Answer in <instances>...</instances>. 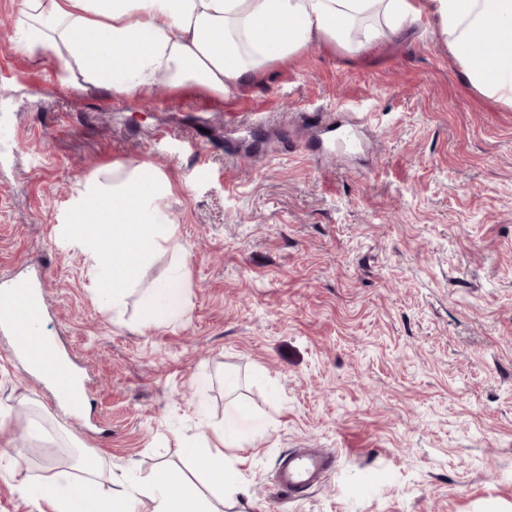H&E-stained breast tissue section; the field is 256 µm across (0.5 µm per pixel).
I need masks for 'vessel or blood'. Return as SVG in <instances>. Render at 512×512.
I'll return each instance as SVG.
<instances>
[{"label": "vessel or blood", "mask_w": 512, "mask_h": 512, "mask_svg": "<svg viewBox=\"0 0 512 512\" xmlns=\"http://www.w3.org/2000/svg\"><path fill=\"white\" fill-rule=\"evenodd\" d=\"M39 299L31 281H7L0 288V333L13 336L17 353L49 382L54 403L65 405L76 415L83 407V390L74 365L31 322L33 305ZM333 462L332 452L318 448H303L288 455L277 469L280 494L296 497L319 484L331 472Z\"/></svg>", "instance_id": "vessel-or-blood-1"}]
</instances>
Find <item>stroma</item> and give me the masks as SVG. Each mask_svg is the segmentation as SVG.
Listing matches in <instances>:
<instances>
[{"label":"stroma","mask_w":512,"mask_h":512,"mask_svg":"<svg viewBox=\"0 0 512 512\" xmlns=\"http://www.w3.org/2000/svg\"><path fill=\"white\" fill-rule=\"evenodd\" d=\"M0 0V275H48L40 320L89 389L80 421L0 335V512H51L37 486L102 465L138 493L235 421L224 468L247 512H512V109L474 89L426 16L350 53L314 44L235 95L161 85L115 96L15 50ZM321 114L319 126L305 116ZM357 124V149L336 129ZM169 180L168 243L120 309L68 228L102 166ZM179 276L183 311L145 320ZM333 450L281 499L280 460Z\"/></svg>","instance_id":"obj_1"}]
</instances>
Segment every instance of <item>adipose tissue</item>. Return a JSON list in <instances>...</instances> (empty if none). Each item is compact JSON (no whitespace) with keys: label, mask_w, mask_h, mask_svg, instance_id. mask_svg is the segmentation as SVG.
I'll return each instance as SVG.
<instances>
[{"label":"adipose tissue","mask_w":512,"mask_h":512,"mask_svg":"<svg viewBox=\"0 0 512 512\" xmlns=\"http://www.w3.org/2000/svg\"><path fill=\"white\" fill-rule=\"evenodd\" d=\"M20 49L77 64L84 81L125 96L164 83L217 97L250 85L305 46L356 49L433 16L472 87L512 108V0H23ZM168 183L148 163L102 168L76 205L78 244L101 261L100 293L120 304L145 260L168 242ZM183 306L173 281L148 289L144 316L160 323ZM52 512H135L104 492L96 465L38 485ZM153 512H217L195 482L159 466L145 489Z\"/></svg>","instance_id":"obj_1"}]
</instances>
